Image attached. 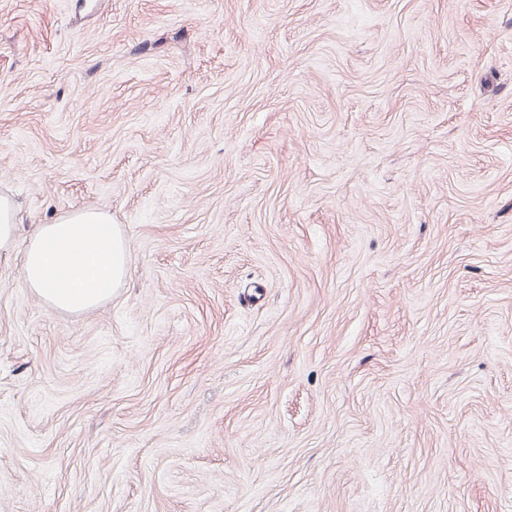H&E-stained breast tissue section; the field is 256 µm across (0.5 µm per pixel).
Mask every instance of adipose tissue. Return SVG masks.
Segmentation results:
<instances>
[{
	"label": "adipose tissue",
	"instance_id": "obj_1",
	"mask_svg": "<svg viewBox=\"0 0 512 512\" xmlns=\"http://www.w3.org/2000/svg\"><path fill=\"white\" fill-rule=\"evenodd\" d=\"M27 288L51 307L82 312L111 299L127 273V249L108 212L81 209L37 224L25 245Z\"/></svg>",
	"mask_w": 512,
	"mask_h": 512
}]
</instances>
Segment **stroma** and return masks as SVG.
Here are the masks:
<instances>
[{
	"label": "stroma",
	"mask_w": 512,
	"mask_h": 512,
	"mask_svg": "<svg viewBox=\"0 0 512 512\" xmlns=\"http://www.w3.org/2000/svg\"><path fill=\"white\" fill-rule=\"evenodd\" d=\"M0 195V512H512V0H0ZM17 205L8 196L0 195V251L11 250L19 235ZM22 265L26 287L51 307L88 311L110 300L123 284L126 243L108 212L81 209L52 224H35Z\"/></svg>",
	"instance_id": "1"
}]
</instances>
